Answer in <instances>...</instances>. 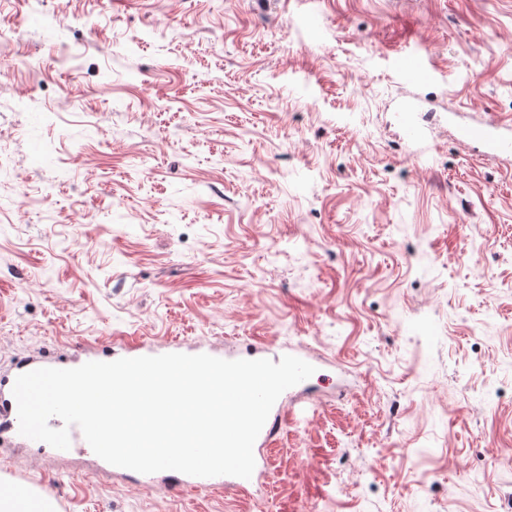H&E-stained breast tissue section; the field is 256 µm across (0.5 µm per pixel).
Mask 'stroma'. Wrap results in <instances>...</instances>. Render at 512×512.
I'll return each instance as SVG.
<instances>
[{
  "mask_svg": "<svg viewBox=\"0 0 512 512\" xmlns=\"http://www.w3.org/2000/svg\"><path fill=\"white\" fill-rule=\"evenodd\" d=\"M452 109L512 122V0H0V375L139 338L315 367L265 487L7 432L0 482L57 512H512V166ZM398 69L405 77L412 81H424L431 76L424 59L414 54L403 57L398 64ZM304 383L301 382L289 389H287L285 392L281 394V396L277 399L275 404L273 405L270 414L268 416V419L262 428L260 434L258 435L254 447H253V454L255 459V468L253 471V474L251 478L244 479L240 477L235 476H216V477H196V476H190L185 475L179 472L175 471H161L153 474H141L138 472H135L133 470H129L126 468L117 467L114 465H111L98 457L90 448L89 444L86 442V440L83 437V434L81 430L78 427H71L70 428V439H71V446L68 450H59L60 452H67L71 448H87L89 449L100 461L101 468L112 472L113 475H124V474H135L139 482L143 486H153L156 484L163 474H170L176 476L178 481V486H181L187 490H203V489H209V490H222L223 488H226L228 486H232L237 490L248 492V488L253 486L256 482L260 481L264 478L266 473V464L263 459V457L259 453V448L270 441L276 431L277 427V417L279 415V411L281 409V406L283 404V400L285 396L288 394V392L294 388L299 387Z\"/></svg>",
  "mask_w": 512,
  "mask_h": 512,
  "instance_id": "stroma-1",
  "label": "stroma"
}]
</instances>
